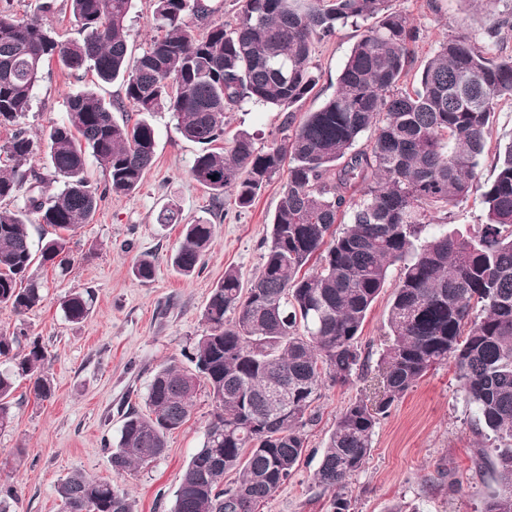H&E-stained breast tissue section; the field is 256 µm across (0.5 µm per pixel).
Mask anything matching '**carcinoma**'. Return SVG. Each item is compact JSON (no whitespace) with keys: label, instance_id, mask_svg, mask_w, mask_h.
Instances as JSON below:
<instances>
[{"label":"carcinoma","instance_id":"1","mask_svg":"<svg viewBox=\"0 0 512 512\" xmlns=\"http://www.w3.org/2000/svg\"><path fill=\"white\" fill-rule=\"evenodd\" d=\"M80 37L67 39L37 12L0 14V125L16 129L0 146V200L25 194L20 211L0 210V307L23 315L43 301L32 273L29 215L61 234L41 248L39 265L70 264L64 236L89 223L108 193L135 191L150 169L156 132L147 116L171 112L188 140L202 145L192 178L213 198L229 192L241 208L283 169L287 180L264 239L263 265L245 285L227 268L203 310L206 331L182 351L192 364L161 366L146 411L123 414L110 449L117 473L146 468L166 453V438L190 417L204 386L216 411L201 448L184 469L169 512H256L288 483L305 455V428L326 384L344 385L364 366L359 342L367 315L400 265L373 395L336 418L313 475L334 491V512H349L338 490L370 456L379 417L438 365L453 363L477 433L495 442L498 489L483 512H512V143L496 146L495 175L479 177L497 107L512 102V52L448 36L415 66L420 29L392 0H242L235 24L210 22V0H154L147 48L128 58L132 0H67ZM193 16L207 31L193 34ZM359 31L336 94L299 123L290 108L317 85L312 54L338 26ZM93 71L120 82L125 104L142 118L117 123L112 102L90 89L66 97L65 117L47 136L59 190L25 167L32 140L19 120L30 111L44 66ZM283 113L291 137L258 149L254 137L223 139L226 113L245 100ZM108 172L93 189L87 158ZM480 193L484 221L445 228L448 212ZM213 224L197 219L169 261L190 277L201 270ZM91 290L65 296L66 319L90 314ZM25 349H20L22 340ZM0 431L14 420L19 379L35 397L52 395L48 355L19 327L0 332ZM235 480L224 484L227 472ZM62 512H134L129 492L75 472L58 486ZM17 499L0 480V512Z\"/></svg>","mask_w":512,"mask_h":512}]
</instances>
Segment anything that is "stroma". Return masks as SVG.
I'll list each match as a JSON object with an SVG mask.
<instances>
[{
	"label": "stroma",
	"instance_id": "35a3bbf8",
	"mask_svg": "<svg viewBox=\"0 0 512 512\" xmlns=\"http://www.w3.org/2000/svg\"><path fill=\"white\" fill-rule=\"evenodd\" d=\"M423 39L418 59L431 57L446 36H467L484 44L486 30L512 14V0H392ZM153 0H133L127 17L128 54L137 58L152 35ZM357 32L338 27L334 36L316 42L312 57L318 83L293 108L295 117L319 109L336 90V80ZM94 88L107 100H120V83L98 82L94 73H70L50 64L34 90L31 110L22 120L33 136L28 167L49 174L47 134L64 115L70 93ZM156 131L154 162L133 193L102 199L90 223L70 241L68 270L34 266L44 303L17 316L0 307V332L25 323L29 336L48 351L51 398L34 397L27 381L16 383L15 419L0 432V477L12 476L18 499L12 512H61L58 485L81 472L129 490L135 512H168L183 470L200 448L214 404L199 389L189 421L167 437L165 455L135 473H116L105 441H118L121 408L144 409L155 371L180 360L181 351L204 330L202 312L210 292L234 267L251 280L262 263V241L280 198L282 176H275L254 203L238 207L232 195L213 198L192 180L191 166L199 144L185 139L170 112L152 114ZM227 135L249 131L257 148L281 139L282 113L259 103H246L227 115ZM175 204L181 223L161 225L159 210ZM204 217L214 234L199 274L176 273L169 257L185 223ZM154 261L148 280L132 267L140 258ZM91 289L92 313L82 322L68 321L61 299L72 291ZM391 293L383 291L368 314L360 337L368 370H375L382 350L384 322ZM365 392L362 378L325 387L314 404L317 420L306 429L307 453L291 480L260 512H332V492L314 485L321 450L340 411ZM480 441L475 410L467 404L453 365L429 371L389 413L380 417L372 452L345 489L350 512H483L485 500L498 488L492 467L477 468L473 454Z\"/></svg>",
	"mask_w": 512,
	"mask_h": 512
}]
</instances>
